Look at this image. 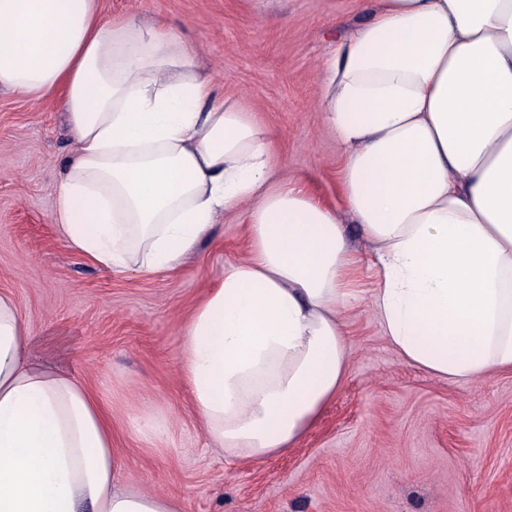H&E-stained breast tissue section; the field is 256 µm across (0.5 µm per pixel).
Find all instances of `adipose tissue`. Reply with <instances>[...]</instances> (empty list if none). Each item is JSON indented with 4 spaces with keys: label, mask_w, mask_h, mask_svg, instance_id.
<instances>
[{
    "label": "adipose tissue",
    "mask_w": 512,
    "mask_h": 512,
    "mask_svg": "<svg viewBox=\"0 0 512 512\" xmlns=\"http://www.w3.org/2000/svg\"><path fill=\"white\" fill-rule=\"evenodd\" d=\"M346 209L280 183L275 136L219 94L163 20L101 0H0V88L59 91L76 156L55 190L70 245L107 270L178 269L245 207L250 255L183 330V378L208 445L288 451L346 378L343 314L367 301L407 364L450 381L512 371V0H380L324 71ZM0 295V512H185L121 488L98 398L50 365ZM343 218L350 246L358 258L359 288H373L374 246L360 234L357 224H352V220L347 215H343Z\"/></svg>",
    "instance_id": "1"
}]
</instances>
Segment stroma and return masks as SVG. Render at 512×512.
I'll list each match as a JSON object with an SVG mask.
<instances>
[{"instance_id": "stroma-1", "label": "stroma", "mask_w": 512, "mask_h": 512, "mask_svg": "<svg viewBox=\"0 0 512 512\" xmlns=\"http://www.w3.org/2000/svg\"><path fill=\"white\" fill-rule=\"evenodd\" d=\"M370 0H102L104 18L161 17L226 98L270 127L285 181L342 203L341 151L319 103L337 42ZM75 148L53 93L0 89V294L40 356L78 371L112 416L132 487L186 512H512V373L446 381L403 362L367 306L348 312L345 382L287 452L260 461L208 448L182 378L197 303L249 255L244 210L226 212L174 272L106 270L59 233L54 188ZM167 424L152 442L137 426Z\"/></svg>"}]
</instances>
